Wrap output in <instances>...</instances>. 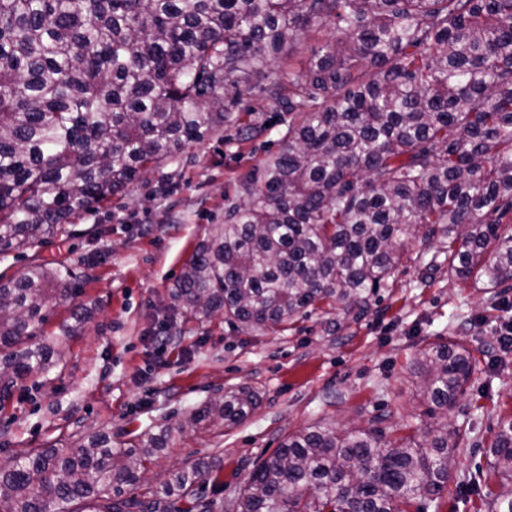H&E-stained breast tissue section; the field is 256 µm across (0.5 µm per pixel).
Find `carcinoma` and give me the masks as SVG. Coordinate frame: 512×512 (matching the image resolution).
Wrapping results in <instances>:
<instances>
[{
	"instance_id": "cac0c4a2",
	"label": "carcinoma",
	"mask_w": 512,
	"mask_h": 512,
	"mask_svg": "<svg viewBox=\"0 0 512 512\" xmlns=\"http://www.w3.org/2000/svg\"><path fill=\"white\" fill-rule=\"evenodd\" d=\"M336 39L273 92L299 113L283 150L243 181L240 202L201 242L170 308L276 329L330 303L358 315L388 285L405 243L448 248V274L512 282V0H0V255L69 233L71 218L123 191L235 119L220 91L251 88L303 26ZM73 272L33 262L0 277V408L57 351L43 327ZM475 362L443 342L416 364L420 395L452 407ZM227 391L191 417L231 426L257 407ZM171 429L127 448L96 434L0 466V512H213L199 495L223 461L128 495ZM410 436L316 425L287 436L228 503L234 512H426L448 488L456 434ZM512 512V418L486 451ZM112 496L104 499L101 490Z\"/></svg>"
}]
</instances>
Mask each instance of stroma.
I'll return each mask as SVG.
<instances>
[{"label": "stroma", "mask_w": 512, "mask_h": 512, "mask_svg": "<svg viewBox=\"0 0 512 512\" xmlns=\"http://www.w3.org/2000/svg\"><path fill=\"white\" fill-rule=\"evenodd\" d=\"M332 37L330 27L310 24L250 90L226 88L242 124L260 126L250 139L240 126H224L78 214L70 237L0 256V276L7 278L36 259L68 265L93 307L91 320L78 327L72 300L56 305L44 335L60 361L33 372L0 410V461L99 433L117 445L164 425L171 439L145 471L140 492L218 456L223 483L204 491L215 512H224L258 462L286 436L314 424L381 428L390 437L409 424L416 441H425L435 419L416 395L413 368L444 338L469 349L477 367L446 414L462 438L451 470L455 491L438 512H489L486 494L498 490L497 480L477 486L472 479L486 466L498 421L512 416V351L498 345L500 327L512 319L506 309L512 288L449 276L439 245L416 237L406 244L394 281L360 316L324 304L283 330L251 329L219 314L179 330V315L166 308L177 275L223 223L240 181L282 146L292 114L269 108V89L287 86L289 73ZM159 334L168 338L162 351L153 343ZM240 386L260 396L245 420L222 431L191 424L193 411Z\"/></svg>", "instance_id": "stroma-1"}]
</instances>
